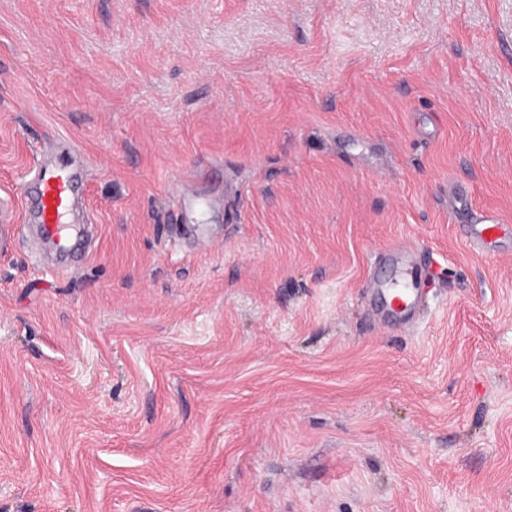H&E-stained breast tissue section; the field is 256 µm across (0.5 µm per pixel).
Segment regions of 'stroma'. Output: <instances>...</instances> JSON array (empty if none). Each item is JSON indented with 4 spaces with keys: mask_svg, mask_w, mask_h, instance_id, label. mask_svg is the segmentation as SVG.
Instances as JSON below:
<instances>
[{
    "mask_svg": "<svg viewBox=\"0 0 512 512\" xmlns=\"http://www.w3.org/2000/svg\"><path fill=\"white\" fill-rule=\"evenodd\" d=\"M44 156L94 237L0 243V512H512V0H0V225Z\"/></svg>",
    "mask_w": 512,
    "mask_h": 512,
    "instance_id": "35a3bbf8",
    "label": "stroma"
}]
</instances>
